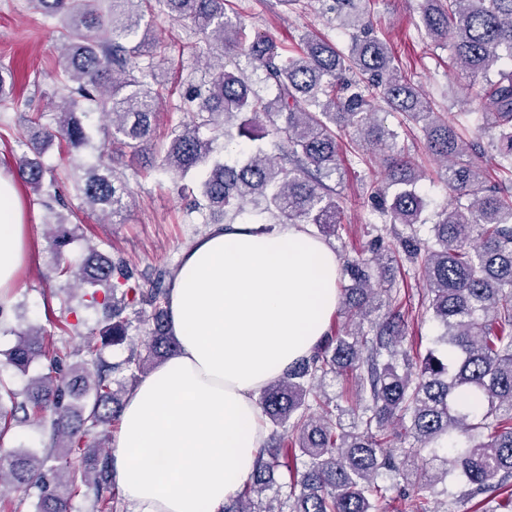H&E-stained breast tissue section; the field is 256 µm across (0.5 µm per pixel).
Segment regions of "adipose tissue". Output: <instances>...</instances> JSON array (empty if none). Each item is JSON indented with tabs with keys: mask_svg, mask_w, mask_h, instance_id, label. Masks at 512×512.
<instances>
[{
	"mask_svg": "<svg viewBox=\"0 0 512 512\" xmlns=\"http://www.w3.org/2000/svg\"><path fill=\"white\" fill-rule=\"evenodd\" d=\"M29 242L17 183L0 169V300ZM339 270L300 224L218 225L183 251L168 310L178 351L131 391L111 453L131 512H223L256 467L258 397L325 336Z\"/></svg>",
	"mask_w": 512,
	"mask_h": 512,
	"instance_id": "ef3b65f1",
	"label": "adipose tissue"
}]
</instances>
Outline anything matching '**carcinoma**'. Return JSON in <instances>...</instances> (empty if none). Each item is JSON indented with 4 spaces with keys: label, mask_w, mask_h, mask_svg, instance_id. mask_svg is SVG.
<instances>
[{
    "label": "carcinoma",
    "mask_w": 512,
    "mask_h": 512,
    "mask_svg": "<svg viewBox=\"0 0 512 512\" xmlns=\"http://www.w3.org/2000/svg\"><path fill=\"white\" fill-rule=\"evenodd\" d=\"M28 2L59 16L60 77L74 84L85 111L108 118L112 141L143 152L163 99L156 75L139 67V58L156 49L145 21L151 0ZM158 2L170 18L202 35L210 55L245 57L257 79L217 65L205 89L186 97L192 121L174 135L157 166L180 179L200 172L195 209L208 212L212 224H234L245 216L247 224H311L321 237L336 238L341 211L331 182L347 161L336 131L352 130L380 152L384 178L373 187V211L380 223L405 227L391 233L425 283L428 309L441 326L438 348L413 359L394 285L373 284L381 228L368 245L371 256L341 254V304L354 327L326 335L259 399L264 418L284 428L291 447L305 458L304 469L283 496L274 489L281 448L261 449L251 479L223 512H379L388 492L377 483L384 474L416 488L413 512H429V496L450 477L463 484V499L483 496L477 502L482 512H512V0H425L421 18L434 41L450 42L463 72L485 81L475 121H483L480 130H498L499 177L493 182L484 166L488 149L478 139L465 140L401 71L367 16L366 0H332L329 7L349 37L346 51L312 33L290 49L280 48L251 34L229 13L228 0ZM74 106L64 100L57 130L40 132L32 142L35 157L18 161V174L36 193L43 191L46 175L37 159L44 145L58 136L70 150L87 144ZM384 108L420 126L454 198V206L436 214L428 237L419 228L428 223L417 188L422 173L410 151L397 146L398 133L377 119ZM246 112L250 118L233 124ZM262 117L284 144L279 157L249 146L230 161L213 157L215 144L235 126L239 135L257 139ZM77 191L88 209L114 219L128 209L131 196L126 181L104 163L77 178ZM54 225L53 248L62 257L76 228L60 214ZM56 270L92 288V303L105 313L102 344L127 342V307L139 308L152 327L144 351L133 347L125 360L109 364L90 345L80 369L70 364L65 348L45 343L41 328L17 334L4 353L6 363L26 371L44 359L47 372L21 393L0 383V438L47 416L52 447L71 469L50 476L38 452L9 450L0 456V488H35L36 512H70L80 476L93 482L108 508L111 498L103 493L112 492L114 479L101 447L121 419L123 401L115 386L176 353L168 326L173 279L163 270L146 288L126 260L111 259L92 245L81 262L66 261ZM381 306L386 312L370 322ZM347 373L355 375L356 398L364 402L351 431L333 421L314 386ZM394 422L406 426L412 442L393 445L386 428Z\"/></svg>",
    "instance_id": "carcinoma-1"
}]
</instances>
